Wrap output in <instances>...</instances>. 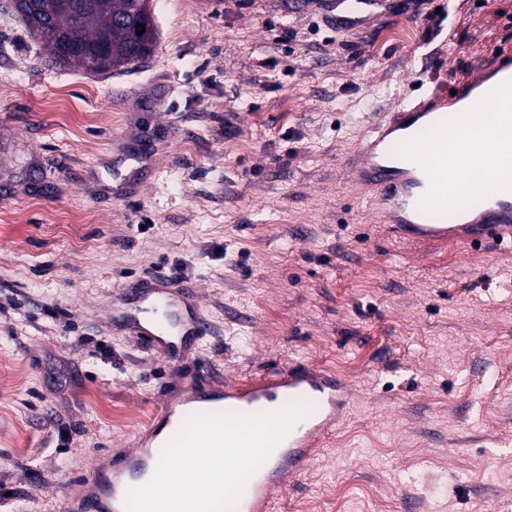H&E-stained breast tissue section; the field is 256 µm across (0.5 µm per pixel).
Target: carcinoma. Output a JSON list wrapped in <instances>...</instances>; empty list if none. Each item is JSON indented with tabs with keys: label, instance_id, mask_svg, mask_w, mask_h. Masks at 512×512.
I'll return each mask as SVG.
<instances>
[{
	"label": "carcinoma",
	"instance_id": "carcinoma-1",
	"mask_svg": "<svg viewBox=\"0 0 512 512\" xmlns=\"http://www.w3.org/2000/svg\"><path fill=\"white\" fill-rule=\"evenodd\" d=\"M142 0H26L18 13L56 63L104 74L153 52L156 31Z\"/></svg>",
	"mask_w": 512,
	"mask_h": 512
}]
</instances>
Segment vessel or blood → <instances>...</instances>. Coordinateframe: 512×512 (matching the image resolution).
I'll return each instance as SVG.
<instances>
[{
  "mask_svg": "<svg viewBox=\"0 0 512 512\" xmlns=\"http://www.w3.org/2000/svg\"><path fill=\"white\" fill-rule=\"evenodd\" d=\"M391 0H334L336 24L343 27L368 21ZM505 77L489 84V72L474 80L429 89L420 102L372 125L346 160L345 170L366 194V201L386 211L392 229L409 241L471 247L492 243L512 245V199H499L471 217L448 220V203L469 191L484 160L482 144L466 139V123L474 111L492 112L498 98L512 94V42L497 41L486 47ZM439 126L443 135L415 141V161L394 166L389 148L400 132ZM132 328L140 341L161 356L184 358L186 339L199 338L206 322L192 288L167 279L146 281L138 296L128 301ZM353 399L346 380L305 364L293 365L264 379L245 384L216 385L196 378L174 399L159 408L153 422L132 448L112 452L107 461L92 464L76 492L63 502L64 512H124L128 489L144 484L154 474L164 444V429L183 422L188 414H219L231 407L250 415L267 403L303 402L308 413L280 442L274 462L263 463L248 480L235 512H275L276 505L294 481L320 453L325 440L345 417Z\"/></svg>",
  "mask_w": 512,
  "mask_h": 512,
  "instance_id": "vessel-or-blood-1",
  "label": "vessel or blood"
}]
</instances>
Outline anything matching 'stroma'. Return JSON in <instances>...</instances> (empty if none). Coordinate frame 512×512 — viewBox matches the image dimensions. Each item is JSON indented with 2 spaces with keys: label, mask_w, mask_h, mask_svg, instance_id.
Wrapping results in <instances>:
<instances>
[{
  "label": "stroma",
  "mask_w": 512,
  "mask_h": 512,
  "mask_svg": "<svg viewBox=\"0 0 512 512\" xmlns=\"http://www.w3.org/2000/svg\"><path fill=\"white\" fill-rule=\"evenodd\" d=\"M152 0L157 43L105 74L0 0V512H63L194 378L315 365L355 390L281 512H512V249L400 241L345 159L418 81L512 41V0ZM162 276L209 331L170 363L113 297ZM132 414L130 422L109 411ZM350 0H334L336 27L359 25L368 21L378 9L386 8L391 0H354L357 8H348Z\"/></svg>",
  "instance_id": "obj_1"
}]
</instances>
